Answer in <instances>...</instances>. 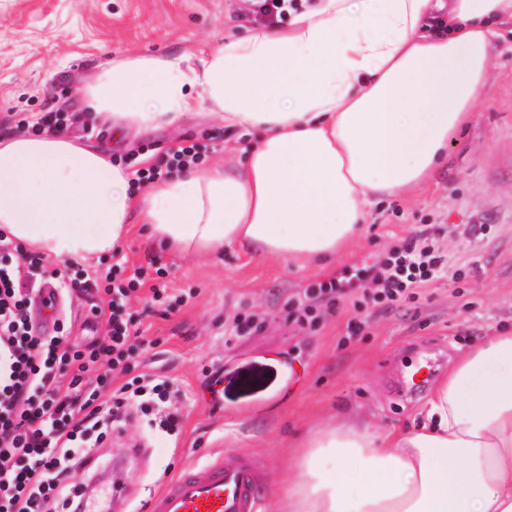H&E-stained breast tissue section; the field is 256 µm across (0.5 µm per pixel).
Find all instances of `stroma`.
<instances>
[{"instance_id": "obj_1", "label": "stroma", "mask_w": 512, "mask_h": 512, "mask_svg": "<svg viewBox=\"0 0 512 512\" xmlns=\"http://www.w3.org/2000/svg\"><path fill=\"white\" fill-rule=\"evenodd\" d=\"M286 9L246 10L241 0H0V134L26 129L39 113L64 108L73 115L72 137L107 138L91 129L81 90L115 60L178 57L263 25H284ZM489 92L472 121L448 146V159L418 191L372 206L355 249L334 266L295 271L282 262L237 251L207 259L174 253L141 226L116 256L83 262L89 278L104 273L114 257L127 268H164L174 288L173 309L145 310L148 287L130 296L141 315L145 346L135 353L139 370L173 383L171 410L179 437L157 418L133 413L112 438L95 449L90 472L97 495L90 512H148L149 498L169 478L217 455H246L260 472L265 512L272 491L299 456V444L330 420L361 418L379 431L412 423L433 381L470 343L512 331V29L499 31L498 53L488 75ZM225 129L208 108L170 126L130 131L113 153L139 154L166 165L183 139L198 143L202 163L223 157ZM435 237L459 278L443 277L417 303L368 311L362 337L345 341L357 317L338 305L320 328H300L288 316L289 298L315 281L374 262L397 238ZM97 294H81L65 306L77 338L109 333L105 322L88 324ZM240 312L254 315L259 331L231 341L224 324ZM426 363V384L410 386L411 366ZM221 379L224 396L213 401L210 382Z\"/></svg>"}]
</instances>
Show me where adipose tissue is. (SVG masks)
<instances>
[{
  "label": "adipose tissue",
  "instance_id": "obj_1",
  "mask_svg": "<svg viewBox=\"0 0 512 512\" xmlns=\"http://www.w3.org/2000/svg\"><path fill=\"white\" fill-rule=\"evenodd\" d=\"M512 0H316L288 27L181 58L126 59L83 99L109 130L170 125L207 106L256 131L243 160L128 194L103 149L60 133L0 135V228L85 260L133 223L184 254L249 248L303 270L335 260L383 195L420 185L486 91L492 24ZM421 425L315 429L275 512H512V332L462 352Z\"/></svg>",
  "mask_w": 512,
  "mask_h": 512
}]
</instances>
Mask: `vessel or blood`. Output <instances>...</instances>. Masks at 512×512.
Instances as JSON below:
<instances>
[{
    "instance_id": "1",
    "label": "vessel or blood",
    "mask_w": 512,
    "mask_h": 512,
    "mask_svg": "<svg viewBox=\"0 0 512 512\" xmlns=\"http://www.w3.org/2000/svg\"><path fill=\"white\" fill-rule=\"evenodd\" d=\"M259 474L246 456H218L173 479L152 512H260Z\"/></svg>"
}]
</instances>
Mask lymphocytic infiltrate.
Returning a JSON list of instances; mask_svg holds the SVG:
<instances>
[{
  "label": "lymphocytic infiltrate",
  "mask_w": 512,
  "mask_h": 512,
  "mask_svg": "<svg viewBox=\"0 0 512 512\" xmlns=\"http://www.w3.org/2000/svg\"><path fill=\"white\" fill-rule=\"evenodd\" d=\"M15 247L0 230V512H58L61 503L81 512L87 491L71 483V475L90 464L116 422L134 411L161 409L171 384L133 371V355L144 338L125 301L142 270L126 278L112 270L105 274L106 299L91 311L107 320L111 333L81 349L71 343L63 321H56L53 334H36L29 278L43 257L30 252L25 265L6 263ZM448 271L434 243L404 239L371 265L311 283L289 300L288 314L301 328L314 329L325 310L343 301L358 310L397 307ZM111 370L128 374V381L109 388Z\"/></svg>",
  "instance_id": "1"
}]
</instances>
